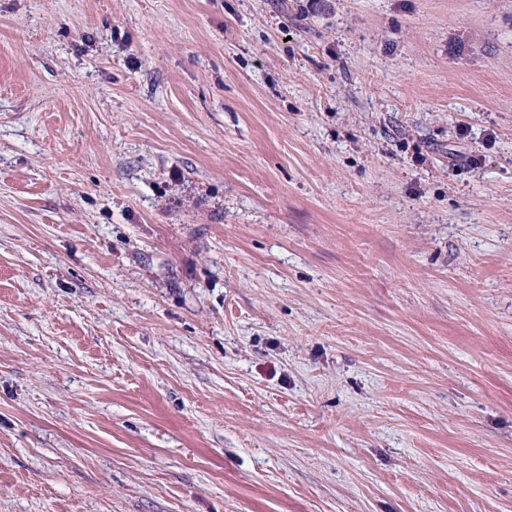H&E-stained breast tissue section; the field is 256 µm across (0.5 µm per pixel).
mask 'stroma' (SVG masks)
<instances>
[{
    "label": "stroma",
    "mask_w": 512,
    "mask_h": 512,
    "mask_svg": "<svg viewBox=\"0 0 512 512\" xmlns=\"http://www.w3.org/2000/svg\"><path fill=\"white\" fill-rule=\"evenodd\" d=\"M0 512H512V0H0Z\"/></svg>",
    "instance_id": "35a3bbf8"
}]
</instances>
